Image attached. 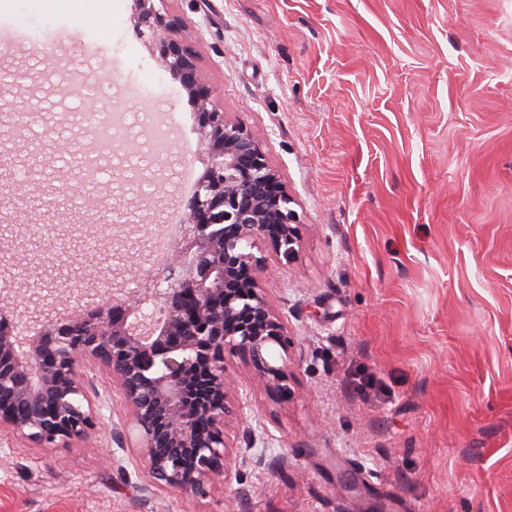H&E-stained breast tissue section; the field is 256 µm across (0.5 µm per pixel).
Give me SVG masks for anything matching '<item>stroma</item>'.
I'll return each instance as SVG.
<instances>
[{"mask_svg": "<svg viewBox=\"0 0 512 512\" xmlns=\"http://www.w3.org/2000/svg\"><path fill=\"white\" fill-rule=\"evenodd\" d=\"M9 0L19 28L61 45L0 47V297L42 314L89 288L133 285L150 233L184 219L208 163L195 104L137 37L132 0ZM214 104L244 123L299 216V257L266 243L261 288L294 342L291 394L226 365L268 434L264 464L226 426L229 475L206 494L144 492L107 450L126 417L105 378L104 427L37 445L0 431V512H512V0H169ZM111 71L82 100L72 72ZM165 112L139 118L142 96ZM142 132L143 164L101 147L99 192L78 167L85 118ZM30 123L34 142L8 139ZM170 143L155 198L151 140ZM120 260H113V253ZM357 372L380 393L360 394Z\"/></svg>", "mask_w": 512, "mask_h": 512, "instance_id": "stroma-1", "label": "stroma"}]
</instances>
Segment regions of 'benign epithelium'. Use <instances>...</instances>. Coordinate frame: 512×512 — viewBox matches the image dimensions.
<instances>
[{
	"label": "benign epithelium",
	"mask_w": 512,
	"mask_h": 512,
	"mask_svg": "<svg viewBox=\"0 0 512 512\" xmlns=\"http://www.w3.org/2000/svg\"><path fill=\"white\" fill-rule=\"evenodd\" d=\"M164 2L134 0V24L197 100L210 157L173 241L181 264L44 321L1 301L11 314H0V428L45 444L87 437L102 421L87 365L126 400L128 418L112 424L118 449H139L152 478L201 492L222 475L226 419L248 402L225 354L242 357L268 391L290 393L291 339L259 287L265 266L251 247L264 240L294 262L299 219L259 141L213 104L197 56L173 38L182 21ZM36 320L39 331L19 332Z\"/></svg>",
	"instance_id": "7a95c632"
}]
</instances>
